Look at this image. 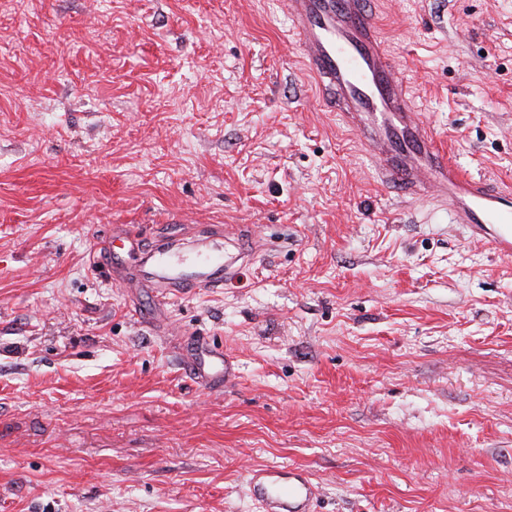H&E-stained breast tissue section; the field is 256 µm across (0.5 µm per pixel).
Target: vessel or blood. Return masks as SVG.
<instances>
[{
  "instance_id": "b4317fda",
  "label": "vessel or blood",
  "mask_w": 512,
  "mask_h": 512,
  "mask_svg": "<svg viewBox=\"0 0 512 512\" xmlns=\"http://www.w3.org/2000/svg\"><path fill=\"white\" fill-rule=\"evenodd\" d=\"M287 15L308 68L319 81V98L340 112L377 163L382 181L415 196H432L448 206L452 223L467 225L473 237L503 258L512 257V192L467 175L450 162L420 119L414 98L387 51L369 0H286ZM238 232L215 230L195 258L178 242L144 252L139 237L124 236L108 266L124 288L155 289L160 302L184 292L223 287L250 256L235 252ZM193 380L217 391L235 376V365L209 337L181 348ZM259 512H315L318 485L305 469L252 468L245 476Z\"/></svg>"
}]
</instances>
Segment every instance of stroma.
<instances>
[{
  "label": "stroma",
  "instance_id": "stroma-1",
  "mask_svg": "<svg viewBox=\"0 0 512 512\" xmlns=\"http://www.w3.org/2000/svg\"><path fill=\"white\" fill-rule=\"evenodd\" d=\"M379 11L449 156L512 189V0ZM216 225L252 261L161 319L101 270L119 230ZM270 466L316 512H512V258L379 182L280 0H0V512H258ZM181 356L193 380L202 388L217 391L235 377V365L207 336H197L181 348ZM245 482L259 512H315L319 486L303 468H252Z\"/></svg>",
  "mask_w": 512,
  "mask_h": 512
}]
</instances>
